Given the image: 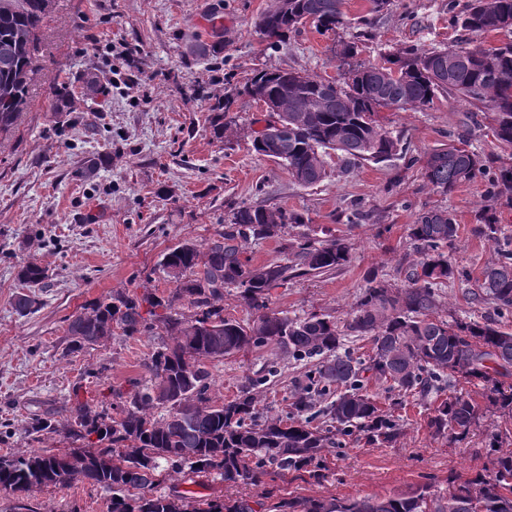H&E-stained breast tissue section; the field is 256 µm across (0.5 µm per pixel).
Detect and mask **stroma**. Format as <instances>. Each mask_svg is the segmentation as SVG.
<instances>
[{
	"instance_id": "35a3bbf8",
	"label": "stroma",
	"mask_w": 512,
	"mask_h": 512,
	"mask_svg": "<svg viewBox=\"0 0 512 512\" xmlns=\"http://www.w3.org/2000/svg\"><path fill=\"white\" fill-rule=\"evenodd\" d=\"M274 0H59L40 33L44 71L30 90L32 104L0 132V455L72 447L61 435H29L36 418L63 419L72 394L97 404L109 386L143 379V361L165 338L163 331L126 337L69 353V318L117 291L169 297L173 281L161 261L186 242L206 247L242 205L285 206L304 224L279 237L244 243L256 266L282 261L287 243L309 237H343L350 260L340 270L294 278L271 291V306L288 317L319 314L345 324L370 275L401 283L410 259L408 227L432 209L451 212L459 226L448 255L460 272L442 290L444 309L482 320L490 308L472 303L483 269L496 261L499 242L512 243V208L501 209L496 240L475 235L487 189L479 178L441 194L402 160L367 163L344 174L330 157L317 186L293 182L281 164L255 155L251 135L269 114L242 91L257 70H294L337 77L344 43L358 45V60L414 46L453 43L448 0H393L375 17L368 0H345L346 23L318 33L305 26L287 43L270 44L257 31ZM234 95L222 111L225 95ZM230 136L217 138L218 118ZM379 119L418 158L449 136L468 134L473 149L512 164L488 133L490 111L442 96L424 111H383ZM94 169L86 178V169ZM46 268V287L29 313L12 301L27 287L20 269ZM279 373L259 390L264 412H288L293 381L303 368L270 349L206 362L211 396L236 397L246 379ZM425 405L409 403L405 433L385 447L347 440L327 456L320 478L266 476L263 485L229 486L209 478L192 485L163 474L159 492L200 498H356L388 496L449 479L465 480L489 466L497 432L489 417L462 441L432 437ZM29 512H107L108 499L81 482L33 489Z\"/></svg>"
}]
</instances>
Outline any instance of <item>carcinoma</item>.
<instances>
[{"label":"carcinoma","instance_id":"cac0c4a2","mask_svg":"<svg viewBox=\"0 0 512 512\" xmlns=\"http://www.w3.org/2000/svg\"><path fill=\"white\" fill-rule=\"evenodd\" d=\"M344 0H284L265 12L259 33L276 43L311 24L320 33L344 23ZM55 0H0V130L12 126L29 103V86L40 32ZM448 23L470 32L512 31V0H470L458 9L448 0ZM384 64L351 65L339 81L295 71H255L243 92L277 100L281 164L294 182L312 187L327 176L325 157L338 152L343 172L363 162L395 156L411 167L418 162L379 120L383 110H425L440 94L458 96L492 110L489 131L512 150V41L482 47L467 42L448 48L415 47L380 54ZM269 124L255 132L252 150L270 156ZM427 182L443 194L473 181L487 170L482 155L459 135L433 150L422 167ZM488 204L479 213L478 231L492 239L498 208L512 204V166L498 169L487 190ZM305 223L302 214L285 207L240 206L224 232L201 250L184 243L165 254L163 270L177 268L182 281L166 299L117 291L71 316L70 349L97 344L116 331L136 336L160 329L162 343L144 364L147 377L130 388L109 387L112 402L92 406L74 399L67 416L56 423L36 418L30 434H64L85 445L44 454L23 450L0 456V490L18 498L37 487L81 481L108 496V512H255L246 499L201 500L188 508L182 495L153 493L161 471L170 470L191 483L217 476L228 485L255 483L269 472L284 476L305 471L343 438L356 433L367 441L392 445L404 433L395 415L407 398L441 396L429 409L425 428L435 437L456 441L488 417L512 422V332L500 319L512 315V250L503 248L497 262L484 268L472 301L487 303L493 315L482 321L440 315L439 288L459 271L448 258L458 225L446 210L423 212L409 225L415 259L404 270V283L375 277L360 294L346 330L366 338L371 354L355 358L340 353L344 336L338 323L312 314L290 319L269 310L270 290L307 274L342 268L350 259L347 240H300L287 247L284 264L256 267L239 241L273 238L290 224ZM27 287L47 278L40 264L22 267ZM239 290L248 308L259 312L251 323L224 318V289ZM185 301L191 316L173 311ZM38 303L36 293L14 297L24 314ZM167 310L163 315L156 309ZM271 346L308 367L306 379L289 392L284 416L260 415L257 389L277 370L243 385L221 404L210 395L204 361ZM478 381L486 392L478 402L462 383ZM376 385L388 408L369 393ZM490 467L448 487L428 486L390 496L354 499L292 497L264 512H512V449L497 442Z\"/></svg>","mask_w":512,"mask_h":512}]
</instances>
